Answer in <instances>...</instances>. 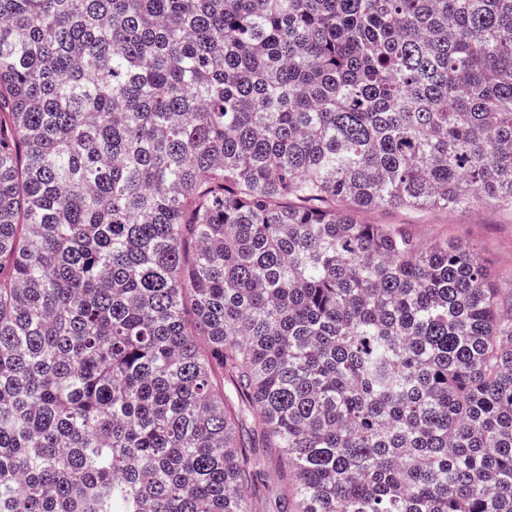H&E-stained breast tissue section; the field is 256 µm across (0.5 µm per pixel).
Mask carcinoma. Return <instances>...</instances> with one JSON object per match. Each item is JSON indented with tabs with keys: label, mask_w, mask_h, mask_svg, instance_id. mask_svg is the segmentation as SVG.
I'll list each match as a JSON object with an SVG mask.
<instances>
[{
	"label": "carcinoma",
	"mask_w": 512,
	"mask_h": 512,
	"mask_svg": "<svg viewBox=\"0 0 512 512\" xmlns=\"http://www.w3.org/2000/svg\"><path fill=\"white\" fill-rule=\"evenodd\" d=\"M485 205L512 0H0V512H512ZM364 224H402L422 242L436 238L473 245L494 280L501 313L512 316V212L496 207L417 211L375 209L360 215ZM244 429L255 447L246 449L261 471V479L246 490L252 503V512H294L288 468L285 467L278 448H264L260 427L252 417H249Z\"/></svg>",
	"instance_id": "cac0c4a2"
}]
</instances>
